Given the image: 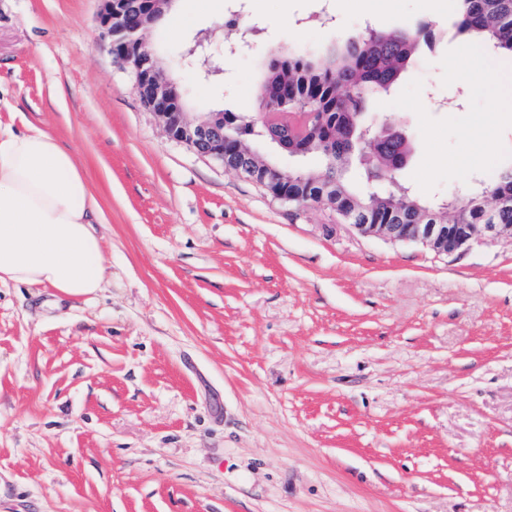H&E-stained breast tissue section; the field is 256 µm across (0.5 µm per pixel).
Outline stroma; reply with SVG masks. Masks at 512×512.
I'll return each instance as SVG.
<instances>
[{"label":"stroma","instance_id":"stroma-1","mask_svg":"<svg viewBox=\"0 0 512 512\" xmlns=\"http://www.w3.org/2000/svg\"><path fill=\"white\" fill-rule=\"evenodd\" d=\"M176 0L152 49L191 117L256 112L266 60L363 19L432 23L380 98L433 200L512 167V87L454 0H246L228 79L176 65L224 20ZM328 8L327 31L295 26ZM101 0H0V123L55 135L99 200L90 296L0 283V512H512V242L366 238L169 139L97 28ZM239 27V33L235 39H224V54L226 57H233L250 52L247 50L246 44L249 42H258L255 39V35L257 34L258 29L252 25L246 24L245 22H239Z\"/></svg>","mask_w":512,"mask_h":512}]
</instances>
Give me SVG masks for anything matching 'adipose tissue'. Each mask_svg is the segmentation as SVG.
<instances>
[{
    "instance_id": "obj_1",
    "label": "adipose tissue",
    "mask_w": 512,
    "mask_h": 512,
    "mask_svg": "<svg viewBox=\"0 0 512 512\" xmlns=\"http://www.w3.org/2000/svg\"><path fill=\"white\" fill-rule=\"evenodd\" d=\"M102 221L85 174L53 135L0 128V282L96 293L106 279Z\"/></svg>"
}]
</instances>
